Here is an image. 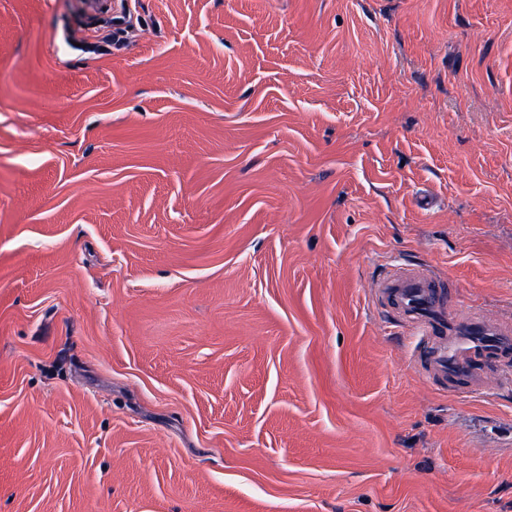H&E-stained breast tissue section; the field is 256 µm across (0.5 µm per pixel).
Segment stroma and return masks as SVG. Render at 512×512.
Masks as SVG:
<instances>
[{"mask_svg": "<svg viewBox=\"0 0 512 512\" xmlns=\"http://www.w3.org/2000/svg\"><path fill=\"white\" fill-rule=\"evenodd\" d=\"M0 0V512H512L371 282L512 322V0ZM91 38L94 41L87 42L88 48L101 54L109 53L114 44H121L124 40L123 31H112V27L95 31Z\"/></svg>", "mask_w": 512, "mask_h": 512, "instance_id": "1", "label": "stroma"}]
</instances>
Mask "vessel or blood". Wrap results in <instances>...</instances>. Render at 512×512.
<instances>
[{"label": "vessel or blood", "instance_id": "1", "mask_svg": "<svg viewBox=\"0 0 512 512\" xmlns=\"http://www.w3.org/2000/svg\"><path fill=\"white\" fill-rule=\"evenodd\" d=\"M446 288L430 268L397 266L376 280L370 295L381 308L394 310L416 337L411 362L423 377L464 393L484 389L478 359L512 354V325L476 313L457 321Z\"/></svg>", "mask_w": 512, "mask_h": 512}]
</instances>
